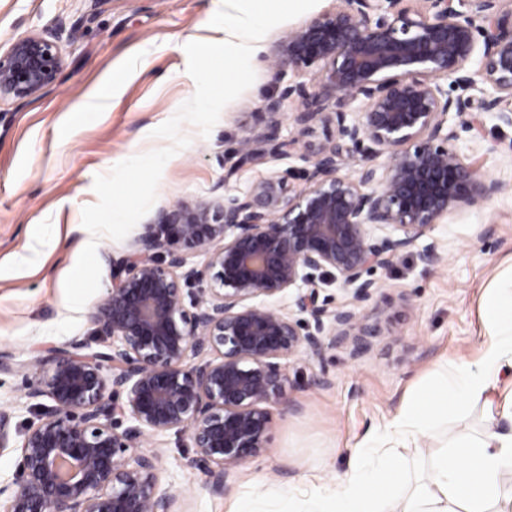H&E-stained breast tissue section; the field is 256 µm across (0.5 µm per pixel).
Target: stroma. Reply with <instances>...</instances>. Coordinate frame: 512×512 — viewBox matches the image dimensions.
<instances>
[{
  "label": "stroma",
  "mask_w": 512,
  "mask_h": 512,
  "mask_svg": "<svg viewBox=\"0 0 512 512\" xmlns=\"http://www.w3.org/2000/svg\"><path fill=\"white\" fill-rule=\"evenodd\" d=\"M337 0H310L278 16L265 50L254 62L256 80L222 111L209 136L191 124L181 131L190 144L165 165L156 200L127 237H101L97 256L101 289L112 286V261L139 246L145 225L176 204L222 201L270 173L286 176L293 191L308 185L312 150L323 130L300 141L289 155L257 165L239 164L243 138L264 131L260 104L291 84L317 85L312 72L276 70L271 59L292 30L335 12ZM64 27L63 67L53 85L22 101L0 104V268L26 252L42 224L60 238L23 276L0 279V408L12 414V449L0 453V500L8 501L17 474L16 449L43 411L27 398L35 384L23 363L72 341L88 350L108 344L88 309L70 311L64 280L74 267L79 241L90 240L81 224L83 207L95 204L96 175L136 154L165 147L151 132L170 119L195 91L186 71L185 44L194 38L224 39L221 0H0V48L16 38ZM139 62L137 76L123 67ZM118 94H111L114 79ZM110 96L105 112L83 121L79 105L93 94ZM461 155L480 156L486 174L503 191L485 204L466 207L430 232L437 260L423 266L406 256L371 273L381 287L369 322L378 334L354 353L346 343L322 356L300 352L287 361L288 384L272 404L268 448L232 471L224 493H213L190 467L187 435L149 440L162 453L160 485L179 490L188 512H238L257 497L280 508L287 496L301 499L334 484L347 470L350 452L381 437L410 395L427 386L446 363L479 354L486 289L512 270V129L483 119L478 140L462 137Z\"/></svg>",
  "instance_id": "obj_1"
}]
</instances>
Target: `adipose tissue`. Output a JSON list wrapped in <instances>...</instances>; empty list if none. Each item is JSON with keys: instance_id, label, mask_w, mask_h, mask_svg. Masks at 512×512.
Listing matches in <instances>:
<instances>
[{"instance_id": "adipose-tissue-1", "label": "adipose tissue", "mask_w": 512, "mask_h": 512, "mask_svg": "<svg viewBox=\"0 0 512 512\" xmlns=\"http://www.w3.org/2000/svg\"><path fill=\"white\" fill-rule=\"evenodd\" d=\"M285 0H224V57L233 67L262 52L271 18ZM512 275L487 289L479 357L452 365L411 395L383 438L352 452L345 477L313 493L304 512H512ZM478 406L484 427L426 447L432 421ZM414 445L425 475L410 484L401 448Z\"/></svg>"}]
</instances>
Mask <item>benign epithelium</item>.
<instances>
[{"label":"benign epithelium","instance_id":"obj_1","mask_svg":"<svg viewBox=\"0 0 512 512\" xmlns=\"http://www.w3.org/2000/svg\"><path fill=\"white\" fill-rule=\"evenodd\" d=\"M339 0L336 11L293 30L272 66L312 70L302 85L266 97L268 131L242 140L240 163L283 155L320 123L325 142L310 185L296 193L277 174L217 204H177L145 225L112 288L89 315L112 337L27 364L38 374L27 397L52 402L21 443L20 476L4 512H182L160 489L161 453L143 440L188 435L191 465L224 492L229 472L264 452L268 405L285 392L284 361L301 350L375 335L364 305L379 285L374 267L405 254L429 264L421 244L440 221L502 190L455 146L480 135L483 116L512 128V8L505 0ZM63 28L15 39L0 51V101L50 86L62 67ZM451 79L452 96L440 80ZM295 136L276 137L284 102ZM381 234H375V231ZM203 257V265L190 255ZM338 282L357 306L331 307L323 286ZM293 294L297 314L268 304ZM132 425L118 430L115 412ZM11 416L0 410V453Z\"/></svg>","mask_w":512,"mask_h":512}]
</instances>
